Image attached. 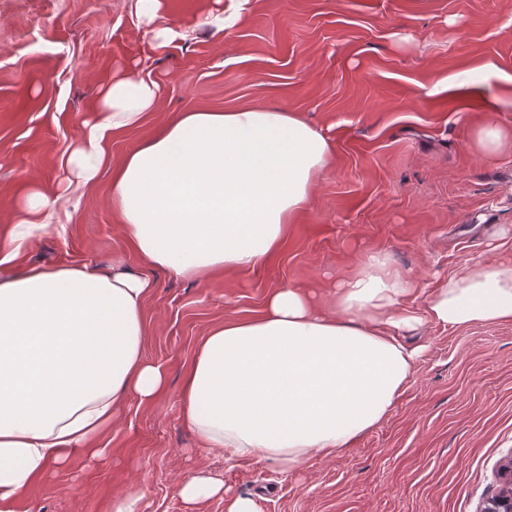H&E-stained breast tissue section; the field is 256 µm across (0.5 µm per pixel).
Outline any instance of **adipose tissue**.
Segmentation results:
<instances>
[{
  "label": "adipose tissue",
  "instance_id": "obj_1",
  "mask_svg": "<svg viewBox=\"0 0 512 512\" xmlns=\"http://www.w3.org/2000/svg\"><path fill=\"white\" fill-rule=\"evenodd\" d=\"M163 0H136L149 49H171ZM158 84L137 71L96 91L63 168L93 184L107 137L142 125ZM327 137L296 112H183L112 169V209L138 260L103 267H30L0 278V512H23L54 470L103 458L120 405H153L168 374L144 353L150 272L205 283L244 273L282 250L329 166ZM419 285L373 252L325 287L291 283L255 316L215 323L185 367L178 403L201 446L282 470L330 459L388 415L420 355L406 336L512 322V264L441 279L424 307Z\"/></svg>",
  "mask_w": 512,
  "mask_h": 512
}]
</instances>
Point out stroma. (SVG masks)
Wrapping results in <instances>:
<instances>
[{"instance_id": "1", "label": "stroma", "mask_w": 512, "mask_h": 512, "mask_svg": "<svg viewBox=\"0 0 512 512\" xmlns=\"http://www.w3.org/2000/svg\"><path fill=\"white\" fill-rule=\"evenodd\" d=\"M215 0H168L185 37L152 53L134 0H0V277L28 267H96L123 252L112 163L177 112L278 108L301 114L333 155L285 248L262 267L196 284L153 270L145 355L169 376L154 406L128 399L107 457L76 462L31 492L30 512H112L145 490L140 512H187L177 487L201 475L262 512H476L512 455V322L425 324V346L388 417L333 459L283 473L200 448L182 421V371L215 322L258 312L289 282L324 286L383 250L417 281L463 274L501 252L512 228V153L486 155L476 127L512 129V0H247L235 27L195 26ZM135 69L160 101L136 129L110 137V165L71 188L20 249L18 201L54 194L98 84Z\"/></svg>"}]
</instances>
